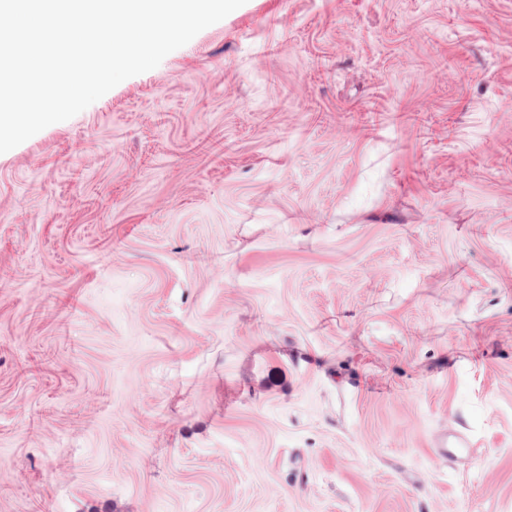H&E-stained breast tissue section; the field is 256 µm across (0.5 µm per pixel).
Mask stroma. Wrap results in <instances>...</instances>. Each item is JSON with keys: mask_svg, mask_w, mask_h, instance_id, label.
<instances>
[{"mask_svg": "<svg viewBox=\"0 0 512 512\" xmlns=\"http://www.w3.org/2000/svg\"><path fill=\"white\" fill-rule=\"evenodd\" d=\"M0 512H512V0H247L0 154ZM476 447L477 444L470 436L455 433L444 435L434 449L443 458H448V466L460 469L474 461Z\"/></svg>", "mask_w": 512, "mask_h": 512, "instance_id": "1", "label": "stroma"}]
</instances>
